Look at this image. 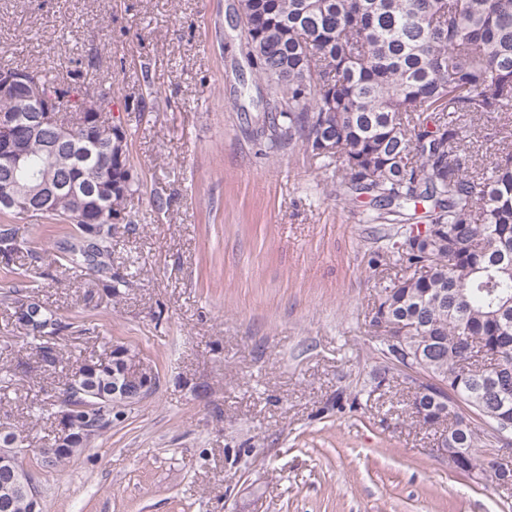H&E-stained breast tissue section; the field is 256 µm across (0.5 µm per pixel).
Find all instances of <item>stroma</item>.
Wrapping results in <instances>:
<instances>
[{
  "instance_id": "stroma-1",
  "label": "stroma",
  "mask_w": 512,
  "mask_h": 512,
  "mask_svg": "<svg viewBox=\"0 0 512 512\" xmlns=\"http://www.w3.org/2000/svg\"><path fill=\"white\" fill-rule=\"evenodd\" d=\"M236 0H0V68L112 99L129 132L136 230L114 234L116 299L59 265L65 235L13 218L40 300L69 327L43 367L0 302V424L38 450L37 411L90 355L123 345L147 398L82 454L34 468L45 512H512V489L457 470L370 324L383 284L366 200L330 192L300 149L257 136Z\"/></svg>"
}]
</instances>
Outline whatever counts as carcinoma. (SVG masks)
I'll return each instance as SVG.
<instances>
[{
    "instance_id": "1",
    "label": "carcinoma",
    "mask_w": 512,
    "mask_h": 512,
    "mask_svg": "<svg viewBox=\"0 0 512 512\" xmlns=\"http://www.w3.org/2000/svg\"><path fill=\"white\" fill-rule=\"evenodd\" d=\"M238 8L248 18L244 55L267 86L260 134L269 152L302 147L333 190L368 199L364 223L399 217L371 259L395 270L371 323L415 326L410 358L386 341L382 354L418 374L423 424L435 425L429 396L444 398L448 447L466 449L469 474L479 449L498 447L471 415L512 435V151H475L512 123V0H238ZM42 81L58 108L78 106L79 94ZM491 114L504 123L490 131ZM29 151L32 181L42 141ZM112 179L132 194L127 163ZM71 212L60 196L35 218L70 226L64 271L90 272L103 295L118 297L126 280L112 267L115 225L76 223ZM24 250L28 242L0 224V262ZM0 300L14 305L15 325L44 365L60 363L55 338L70 324L24 288ZM128 352L118 345L78 368L96 397H73L69 381L53 395L56 414H70L85 438L61 460L125 415L112 406V387L123 382Z\"/></svg>"
}]
</instances>
